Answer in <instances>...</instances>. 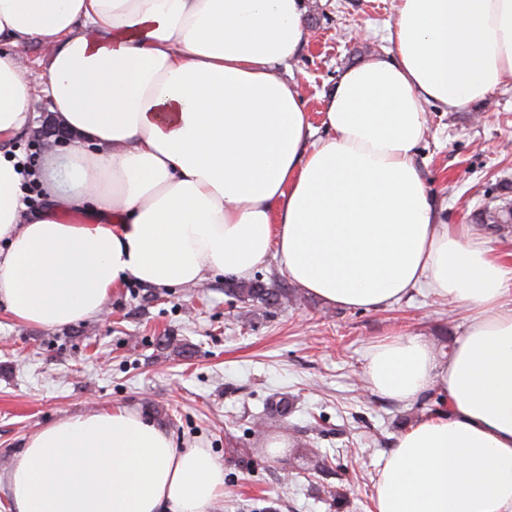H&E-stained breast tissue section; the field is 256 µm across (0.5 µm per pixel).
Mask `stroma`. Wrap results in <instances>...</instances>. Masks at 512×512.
Listing matches in <instances>:
<instances>
[{
	"mask_svg": "<svg viewBox=\"0 0 512 512\" xmlns=\"http://www.w3.org/2000/svg\"><path fill=\"white\" fill-rule=\"evenodd\" d=\"M396 0H304L307 42L291 61L317 135L321 98L342 71L389 50ZM415 160L443 223L512 251V232L475 216L512 188V87L448 112L424 106ZM227 275L151 288L131 280L102 314L62 328L14 321L0 309V470L40 428L72 414L139 412L174 447L205 448L224 467L214 512H370L379 463L433 400L401 403L363 375L372 345L403 334L450 353L465 312L427 289L384 310L342 309L290 285L265 309L226 292ZM173 337L188 355L162 348ZM294 405L273 415L280 397ZM283 449L268 452L272 440ZM333 472L314 474L308 451ZM340 489L341 498L328 493Z\"/></svg>",
	"mask_w": 512,
	"mask_h": 512,
	"instance_id": "stroma-1",
	"label": "stroma"
}]
</instances>
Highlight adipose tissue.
Masks as SVG:
<instances>
[{"mask_svg": "<svg viewBox=\"0 0 512 512\" xmlns=\"http://www.w3.org/2000/svg\"><path fill=\"white\" fill-rule=\"evenodd\" d=\"M302 0H0V142L35 86L92 151L51 153L25 218L0 152V302L45 328L101 315L113 290L245 279L275 255L298 286L381 310L424 286L468 320L442 358L419 336L374 344L372 388L441 398L384 458L373 512H512V260L439 220L415 153L424 103L447 111L512 84V0H398L389 52L345 69L315 137L281 72ZM44 51L38 76L12 53ZM94 211L93 220L74 222ZM14 512H213L224 468L116 408L65 416L0 472Z\"/></svg>", "mask_w": 512, "mask_h": 512, "instance_id": "1", "label": "adipose tissue"}]
</instances>
